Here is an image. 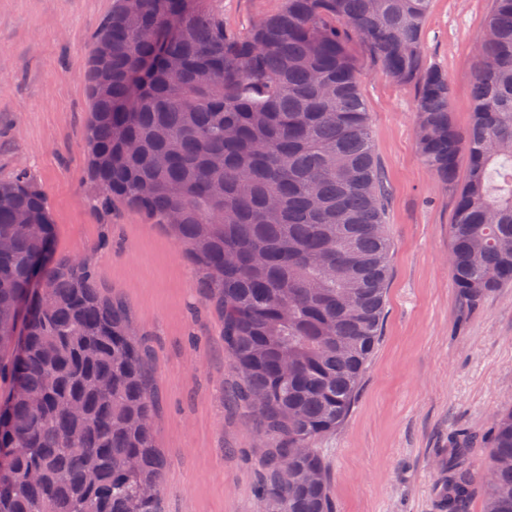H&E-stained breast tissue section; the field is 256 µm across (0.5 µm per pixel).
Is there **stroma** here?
Here are the masks:
<instances>
[{
    "label": "stroma",
    "instance_id": "obj_1",
    "mask_svg": "<svg viewBox=\"0 0 512 512\" xmlns=\"http://www.w3.org/2000/svg\"><path fill=\"white\" fill-rule=\"evenodd\" d=\"M284 0H217L225 26L247 30ZM492 0H430L427 62L448 76L451 110H472L473 47ZM112 0H0V178L18 171L43 187L55 249L92 257L124 301L152 360L156 440L166 459L162 512H258L264 445L242 411L225 405L235 377L223 323L169 232L114 204L91 208L82 137L93 35ZM378 166L388 184L391 274L379 344L336 434L318 443L333 512H437L456 430L486 451L494 414L512 408V285L466 311L448 265L455 197L416 144L417 88L386 76L353 44Z\"/></svg>",
    "mask_w": 512,
    "mask_h": 512
}]
</instances>
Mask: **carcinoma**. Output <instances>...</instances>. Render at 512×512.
Here are the masks:
<instances>
[{
    "mask_svg": "<svg viewBox=\"0 0 512 512\" xmlns=\"http://www.w3.org/2000/svg\"><path fill=\"white\" fill-rule=\"evenodd\" d=\"M212 2L112 0L87 71L92 202L167 226L196 265L238 374L225 398L265 438L267 512H331L316 442L345 420L376 348L391 253L351 43L418 85L417 147L456 191L448 263L476 308L512 284V0H493L475 42L464 129L425 59L430 0H285L244 32ZM54 241L40 185L1 179L0 512H160L149 347L91 260ZM476 442L450 436L445 512H463L477 480L483 512H512V410L493 418L488 476Z\"/></svg>",
    "mask_w": 512,
    "mask_h": 512,
    "instance_id": "carcinoma-1",
    "label": "carcinoma"
}]
</instances>
